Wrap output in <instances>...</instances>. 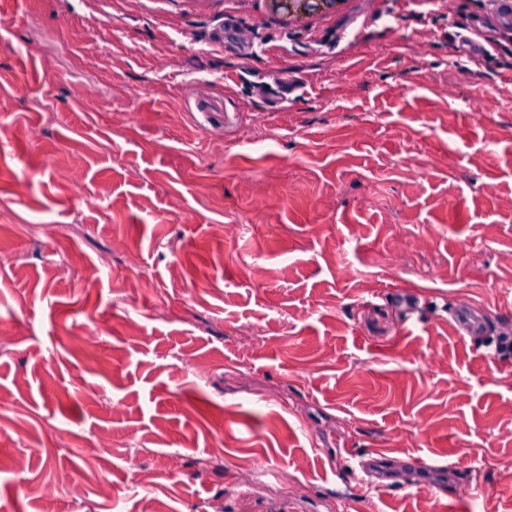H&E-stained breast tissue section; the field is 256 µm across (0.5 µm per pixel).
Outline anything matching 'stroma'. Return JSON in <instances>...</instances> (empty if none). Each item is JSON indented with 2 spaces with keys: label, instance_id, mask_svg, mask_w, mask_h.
<instances>
[{
  "label": "stroma",
  "instance_id": "1",
  "mask_svg": "<svg viewBox=\"0 0 512 512\" xmlns=\"http://www.w3.org/2000/svg\"><path fill=\"white\" fill-rule=\"evenodd\" d=\"M484 12L0 0V512H512V34L451 36ZM487 24L485 18L473 20L464 33L457 36L467 46L468 56L474 64L480 63L487 55L490 54L491 44L482 38V28Z\"/></svg>",
  "mask_w": 512,
  "mask_h": 512
}]
</instances>
